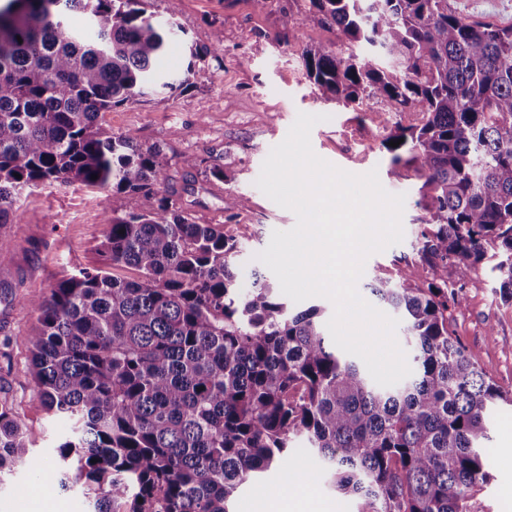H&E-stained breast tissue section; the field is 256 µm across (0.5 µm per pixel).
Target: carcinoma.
<instances>
[{
  "instance_id": "cac0c4a2",
  "label": "carcinoma",
  "mask_w": 512,
  "mask_h": 512,
  "mask_svg": "<svg viewBox=\"0 0 512 512\" xmlns=\"http://www.w3.org/2000/svg\"><path fill=\"white\" fill-rule=\"evenodd\" d=\"M308 2L284 13L282 35L334 27L344 46L302 49L320 96L424 116L415 127L383 118L391 173L417 174L428 224L418 249L426 286L370 284L415 350L416 373L395 386L339 356L320 309H290L261 271L241 291L237 243L176 206L158 151L99 124L114 106L206 77L196 61L220 46L188 47L187 77L172 78L160 68L170 31L144 0L0 7V238L24 186L80 182L138 198L112 217L104 266L30 299L36 334L20 337L28 374L71 423L47 493L79 484L91 512H232L245 485L295 465L301 438L358 512H477L490 413L512 405V392L465 354L448 313L486 259L512 300V26L471 21L448 0ZM117 267L138 276L119 278ZM28 456L1 400L0 476Z\"/></svg>"
}]
</instances>
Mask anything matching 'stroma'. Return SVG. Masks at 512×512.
<instances>
[{"label": "stroma", "mask_w": 512, "mask_h": 512, "mask_svg": "<svg viewBox=\"0 0 512 512\" xmlns=\"http://www.w3.org/2000/svg\"><path fill=\"white\" fill-rule=\"evenodd\" d=\"M304 0H147L146 8L162 23L176 25L165 69L185 70L189 45H221L220 56L199 65L205 82L175 93H150L102 112L99 121L114 133H133L143 148L160 150L167 163L166 184L178 207L199 224H219L237 241L242 288H249L258 268L257 255L273 231L296 224L293 212L257 192L255 182L270 150L281 143L298 113L324 115L310 135L314 152L332 165L354 173L377 170L383 187L405 197L398 244L368 257L358 281L359 294L374 302L369 285L379 276L424 284L427 271L418 254L417 236L425 211L417 205L420 182L413 169L390 173L383 146L382 116L391 107L381 100L343 107L322 98L309 82L301 59L308 44L336 48L335 29L306 27L279 39L282 12L298 11ZM462 16L512 25V0H448ZM194 156L195 168H184L183 156ZM224 167L223 179L210 169ZM243 197L226 210L228 195ZM127 193L103 194L80 183L40 182L16 196L17 222L0 246V268L7 273L0 287V400L13 404L31 448L27 463L0 481V512H22L25 495L56 476L54 448L67 431L50 413L27 376L31 352L22 344L32 332L29 299L48 294L65 276L100 266L97 246L116 213L134 210ZM467 300L453 310L449 330L502 388L512 390V301L499 293V273L491 262L479 264L465 279ZM293 468L266 471L260 485L245 487L234 512L265 496H310L321 512H357L355 503L336 495L318 459L304 445L295 449ZM489 480L476 496L480 512H512V405H499L490 426L484 455Z\"/></svg>", "instance_id": "stroma-1"}]
</instances>
